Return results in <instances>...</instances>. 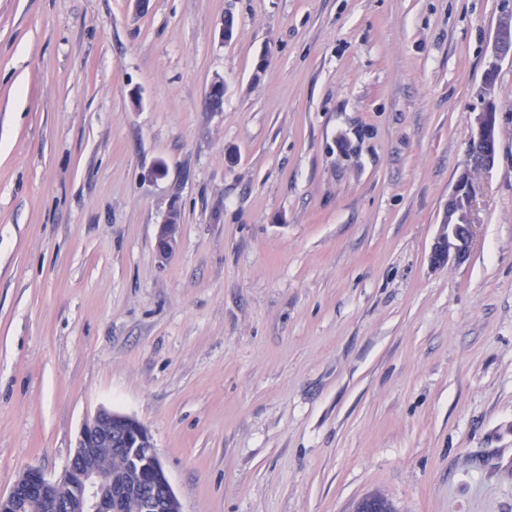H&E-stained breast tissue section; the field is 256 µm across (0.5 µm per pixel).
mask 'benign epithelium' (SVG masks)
<instances>
[{
	"instance_id": "1",
	"label": "benign epithelium",
	"mask_w": 512,
	"mask_h": 512,
	"mask_svg": "<svg viewBox=\"0 0 512 512\" xmlns=\"http://www.w3.org/2000/svg\"><path fill=\"white\" fill-rule=\"evenodd\" d=\"M511 55L512 46L494 39L485 75L494 73L499 62ZM207 100L211 111H222L223 78L211 81ZM484 100V107L475 118L476 131L471 143L488 146L489 154L481 162L469 160L467 168L456 179L441 218L442 233L431 250V261L437 265L462 264L469 258L476 224L473 174L478 169L493 167L498 150L496 107L491 98L486 96ZM179 224L180 211L173 203L156 237L160 258L166 259L174 252ZM117 439L139 450L140 457L135 459L138 475L153 488V493L143 498L145 512H183L148 429L135 418L114 410H100L83 423L61 475L48 477L36 467L25 468L10 490L0 494V512H124L126 498L135 494L136 488L113 484L112 476L103 471L97 461L98 449Z\"/></svg>"
}]
</instances>
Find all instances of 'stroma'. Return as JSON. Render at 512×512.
<instances>
[{
	"label": "stroma",
	"instance_id": "35a3bbf8",
	"mask_svg": "<svg viewBox=\"0 0 512 512\" xmlns=\"http://www.w3.org/2000/svg\"><path fill=\"white\" fill-rule=\"evenodd\" d=\"M507 14L0 0V493L107 408L184 512H512V57L470 257L430 260ZM180 211L176 204L169 206L168 212L156 237V251L161 259H167L174 252L177 245L178 225L180 224Z\"/></svg>",
	"mask_w": 512,
	"mask_h": 512
}]
</instances>
